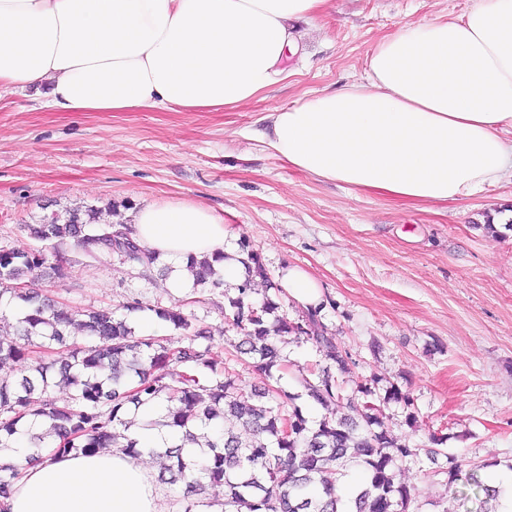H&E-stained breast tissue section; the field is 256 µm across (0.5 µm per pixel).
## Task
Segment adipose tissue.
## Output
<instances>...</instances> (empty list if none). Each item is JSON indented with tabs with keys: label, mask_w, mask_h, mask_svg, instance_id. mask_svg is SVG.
<instances>
[{
	"label": "adipose tissue",
	"mask_w": 512,
	"mask_h": 512,
	"mask_svg": "<svg viewBox=\"0 0 512 512\" xmlns=\"http://www.w3.org/2000/svg\"><path fill=\"white\" fill-rule=\"evenodd\" d=\"M327 0H0V89L46 87L60 112L195 111L241 106L285 76L293 23ZM262 144L289 167L415 204L461 199L512 175V0H475L460 18L401 28L367 59L365 82L266 117ZM129 235L190 293L209 259L225 282L222 215L191 200L143 203ZM9 512H162L145 466L123 450L33 461Z\"/></svg>",
	"instance_id": "adipose-tissue-1"
}]
</instances>
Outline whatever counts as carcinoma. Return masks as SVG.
<instances>
[{"instance_id":"carcinoma-1","label":"carcinoma","mask_w":512,"mask_h":512,"mask_svg":"<svg viewBox=\"0 0 512 512\" xmlns=\"http://www.w3.org/2000/svg\"><path fill=\"white\" fill-rule=\"evenodd\" d=\"M97 211L72 209L55 214L39 224H25L34 239L48 243L53 253L74 241L87 252L118 251L128 260L151 270L154 257L141 249L127 232L112 236L114 225L96 223ZM244 267L237 296L228 300L224 316L246 339L234 345L235 352L251 360L265 376L283 366L282 337L311 339L325 348L326 357L342 373L349 364L342 352L321 330L317 311L309 324L292 323L277 315L278 304L270 297L259 305L252 301V283L267 278L258 254L246 242L239 244ZM196 285L224 287V276L204 258L192 263ZM62 276L43 249L19 251L0 249V296L6 292L27 308L16 318L21 342L0 340V364L21 365L23 375L15 385L0 380V451L12 447L16 436L27 437L30 459L71 452L89 454L119 446L133 456L143 453L176 459L177 477L186 483L184 497L203 489V482L225 488L224 512H408L409 487L397 479V462L417 456L404 440L384 428L382 406L394 401L408 409L407 424L417 415L410 396L392 385L384 398L375 397L368 383L359 382L351 394L343 393L337 380L323 370L313 381H305L307 395L326 413L317 421L304 416L298 406L284 409L291 396L279 387H238L225 372L222 355L193 347L172 350L159 339L138 336L124 318L110 310L92 311L85 319L63 310L58 303L28 287L26 279ZM173 329L195 337L204 331L193 328L191 319L179 308L153 309ZM79 325L96 344L69 342L68 328ZM56 346L58 359L51 364L37 356L45 343ZM178 364L181 369L172 368ZM75 387L70 403L60 406L46 395L50 367ZM361 399L364 412L349 414L354 400ZM165 413L149 423L177 433L172 444L140 448L125 435L129 407ZM448 461V486L458 481L479 488L484 498L476 512H495L494 489L465 472L452 457ZM359 466L363 482L347 506L337 493L348 470ZM20 471L0 465V498L10 497Z\"/></svg>"}]
</instances>
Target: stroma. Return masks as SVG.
Returning a JSON list of instances; mask_svg holds the SVG:
<instances>
[{"label": "stroma", "mask_w": 512, "mask_h": 512, "mask_svg": "<svg viewBox=\"0 0 512 512\" xmlns=\"http://www.w3.org/2000/svg\"><path fill=\"white\" fill-rule=\"evenodd\" d=\"M472 0H329L298 22L304 51L289 56L286 76L234 110L175 112H57L35 90L0 93V249L38 247L28 225L70 209L112 210L131 223L146 201L185 197L221 214L227 248L247 241L268 282L254 301L271 297L290 322L308 307L282 285L285 268L305 271L319 286L318 319L350 371L344 390L375 380L414 401L420 431L402 404L384 409L385 425L416 448L399 478L411 488L409 512H473L475 487L449 485L448 456L463 469L512 464V230L491 227L490 214L512 207L505 181L459 202L416 207L297 171L257 140L274 109L315 91L363 80L366 60L384 36L406 26L457 18ZM64 276L36 281L42 293L79 311L127 306H177L203 337L177 331L171 348L188 344L222 354L243 388L264 376L233 350L240 331L224 319L236 289H196L174 299L163 268L150 272L118 253H88L68 245ZM288 360L273 385L305 415L323 414L304 378L334 370L319 343L290 340ZM447 434L430 460V433Z\"/></svg>", "instance_id": "obj_1"}]
</instances>
